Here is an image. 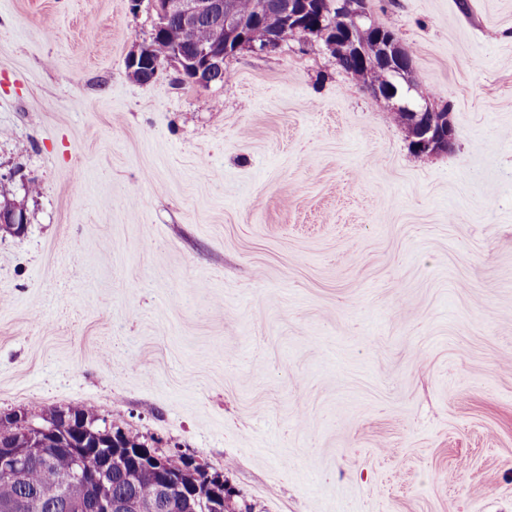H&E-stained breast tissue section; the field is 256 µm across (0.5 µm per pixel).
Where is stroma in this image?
<instances>
[{"mask_svg":"<svg viewBox=\"0 0 512 512\" xmlns=\"http://www.w3.org/2000/svg\"><path fill=\"white\" fill-rule=\"evenodd\" d=\"M420 155L316 36L135 81L150 0H0V412L89 407L239 512H512V0H367Z\"/></svg>","mask_w":512,"mask_h":512,"instance_id":"1","label":"stroma"}]
</instances>
